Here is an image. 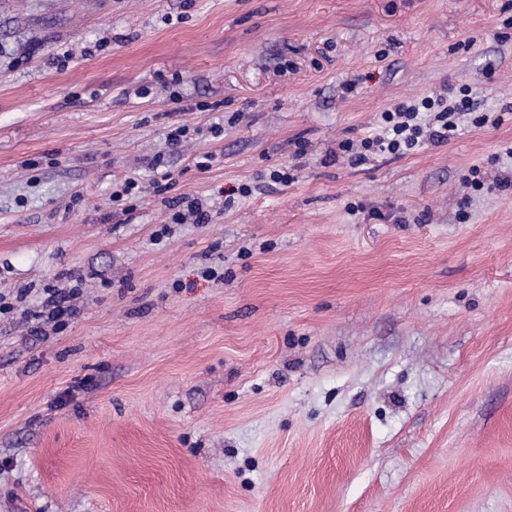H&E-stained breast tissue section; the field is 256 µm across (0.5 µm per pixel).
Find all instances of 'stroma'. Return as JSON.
Masks as SVG:
<instances>
[{"label":"stroma","mask_w":512,"mask_h":512,"mask_svg":"<svg viewBox=\"0 0 512 512\" xmlns=\"http://www.w3.org/2000/svg\"><path fill=\"white\" fill-rule=\"evenodd\" d=\"M506 177L512 0H0V512H512ZM452 105L444 107L436 112L434 122L424 128L418 123L420 108L432 110L441 107L443 102L433 98H423L420 103L406 106L400 104L394 111L388 110L382 113V120L388 124V135L384 137H365L360 142L361 151L354 156L355 162H362L366 159V152L381 151L399 153L411 150L419 142L441 143L448 141L454 135L456 124L452 120L455 113L470 112L476 108L470 88L462 86L455 92L451 101ZM175 207H181L171 215V220L175 224H183L188 219L195 224H205L208 221L209 215L203 209L202 204L195 199L189 200L188 197H183L173 205L174 209ZM76 288H72L67 293L64 291L49 289L47 297L42 303L43 308L47 312V319L55 321L64 315L72 312L71 305H65L70 302L73 296L77 293Z\"/></svg>","instance_id":"obj_1"}]
</instances>
